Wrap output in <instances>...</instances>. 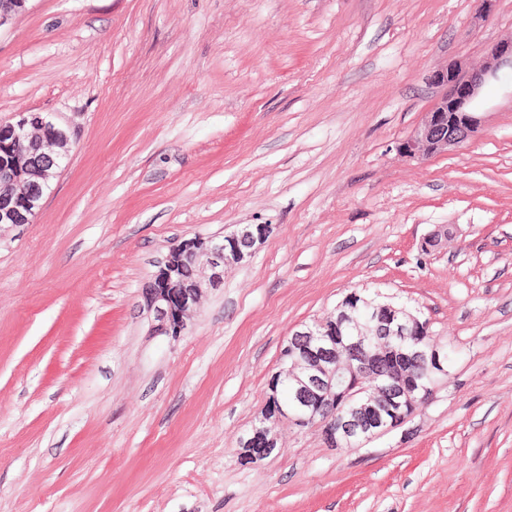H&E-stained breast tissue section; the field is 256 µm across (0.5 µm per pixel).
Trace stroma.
Here are the masks:
<instances>
[{
	"label": "stroma",
	"mask_w": 512,
	"mask_h": 512,
	"mask_svg": "<svg viewBox=\"0 0 512 512\" xmlns=\"http://www.w3.org/2000/svg\"><path fill=\"white\" fill-rule=\"evenodd\" d=\"M27 0L0 123L71 152L0 227V512H512V77L460 147L397 150L432 71L512 36V0ZM273 232L178 337L141 291L170 250ZM447 245L422 254L437 226ZM420 309L447 384L360 448L239 442L295 330L351 291Z\"/></svg>",
	"instance_id": "1"
}]
</instances>
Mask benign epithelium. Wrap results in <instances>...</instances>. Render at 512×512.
Wrapping results in <instances>:
<instances>
[{
    "label": "benign epithelium",
    "mask_w": 512,
    "mask_h": 512,
    "mask_svg": "<svg viewBox=\"0 0 512 512\" xmlns=\"http://www.w3.org/2000/svg\"><path fill=\"white\" fill-rule=\"evenodd\" d=\"M26 0H0V26L21 11ZM512 70V39L487 49L484 65L472 72L455 61L431 74L441 93L422 121L399 144L413 160L443 154L466 141L482 123L479 112L483 87ZM68 132L38 113L15 123H0V226L29 224L43 205L69 153ZM272 226L245 224L222 238L195 236L173 248L153 279L143 288V309L153 318L156 333L179 336L187 328L204 293L224 282V268L239 265L265 243ZM432 335L420 311L381 302L356 292L336 305L334 315L295 331L283 351L291 362L269 382L291 380L293 398L285 416H263L252 434L240 442L246 458L270 455L278 447L279 426L288 421L316 427L332 447L349 448L399 427L430 404L436 388L418 386L410 378L417 364L432 376L448 380V351ZM377 336L401 339L389 353L397 371L377 368L381 355Z\"/></svg>",
    "instance_id": "1"
}]
</instances>
